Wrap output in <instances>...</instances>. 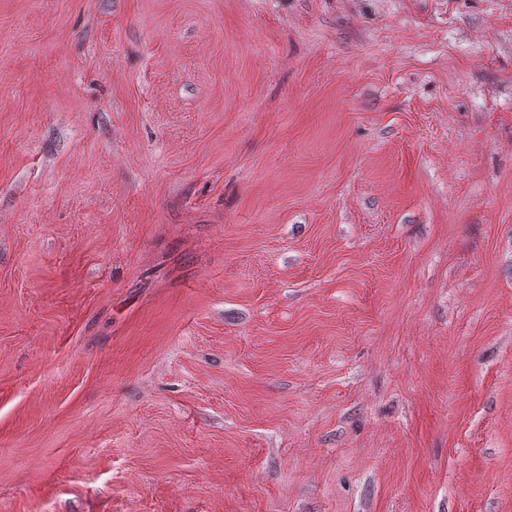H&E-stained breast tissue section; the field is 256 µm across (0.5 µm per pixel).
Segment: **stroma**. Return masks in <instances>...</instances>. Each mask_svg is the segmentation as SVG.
<instances>
[{
  "mask_svg": "<svg viewBox=\"0 0 512 512\" xmlns=\"http://www.w3.org/2000/svg\"><path fill=\"white\" fill-rule=\"evenodd\" d=\"M0 512H512V0H0Z\"/></svg>",
  "mask_w": 512,
  "mask_h": 512,
  "instance_id": "35a3bbf8",
  "label": "stroma"
}]
</instances>
